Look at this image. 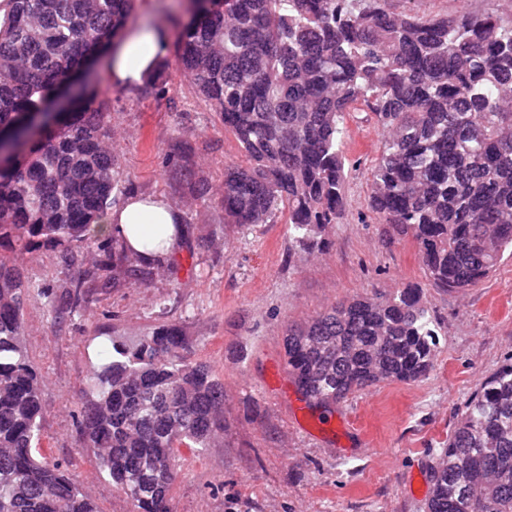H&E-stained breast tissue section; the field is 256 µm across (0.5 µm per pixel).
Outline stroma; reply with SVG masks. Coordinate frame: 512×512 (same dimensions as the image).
I'll return each mask as SVG.
<instances>
[{"mask_svg":"<svg viewBox=\"0 0 512 512\" xmlns=\"http://www.w3.org/2000/svg\"><path fill=\"white\" fill-rule=\"evenodd\" d=\"M425 14L512 15V0H393ZM187 0H135L131 26L165 25L157 57L164 93L108 82L96 65L98 102L112 126L122 170L118 201L161 196L184 214L187 234L164 270L134 281L124 270L93 291L87 312L53 319L42 297L24 309L27 350L44 380L42 446L102 512H131L126 496L77 442L88 377L109 337L135 339L176 325L224 383V436L201 453H184L172 489L174 512H424L430 468L458 412L479 384L512 355V258L477 287L444 292L425 277L413 244L393 238L368 207L370 169L380 134L364 112L347 120V206L323 250H304L285 225L240 227L224 221L217 198L224 169L245 163L237 140L182 75L178 21ZM195 170L208 194L192 195L180 175ZM63 248L24 257L29 286L58 292L70 272ZM418 285L438 323L431 371L416 382L354 392L330 425L306 408L289 380L283 340L342 299L386 296Z\"/></svg>","mask_w":512,"mask_h":512,"instance_id":"stroma-1","label":"stroma"}]
</instances>
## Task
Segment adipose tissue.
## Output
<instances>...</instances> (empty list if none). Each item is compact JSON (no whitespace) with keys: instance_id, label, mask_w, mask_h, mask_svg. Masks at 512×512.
<instances>
[{"instance_id":"adipose-tissue-1","label":"adipose tissue","mask_w":512,"mask_h":512,"mask_svg":"<svg viewBox=\"0 0 512 512\" xmlns=\"http://www.w3.org/2000/svg\"><path fill=\"white\" fill-rule=\"evenodd\" d=\"M165 39L163 31L143 27L130 30L112 49L108 81L133 88L153 70ZM102 234L118 239L143 261L154 262L170 255L179 245L182 213L160 197H129L122 206L104 211Z\"/></svg>"}]
</instances>
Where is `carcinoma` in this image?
<instances>
[{
  "mask_svg": "<svg viewBox=\"0 0 512 512\" xmlns=\"http://www.w3.org/2000/svg\"><path fill=\"white\" fill-rule=\"evenodd\" d=\"M0 19V512H100L40 451L42 376L26 351L24 255L78 244L56 319L86 310L115 253L94 254L120 181L112 129L91 80L55 116L61 89L93 71L133 0H10ZM184 77L249 165L224 170L229 224L287 225L303 247L346 209L345 118L381 135L368 206L411 239L442 291L478 286L512 254V18L400 12L392 0H194L178 32ZM92 372L79 442L133 505L174 512L181 449L224 433V383L174 325L130 342ZM437 324L422 289L337 303L288 329V375L308 407L426 376ZM426 512H512V356L475 390L431 467Z\"/></svg>",
  "mask_w": 512,
  "mask_h": 512,
  "instance_id": "carcinoma-1",
  "label": "carcinoma"
}]
</instances>
